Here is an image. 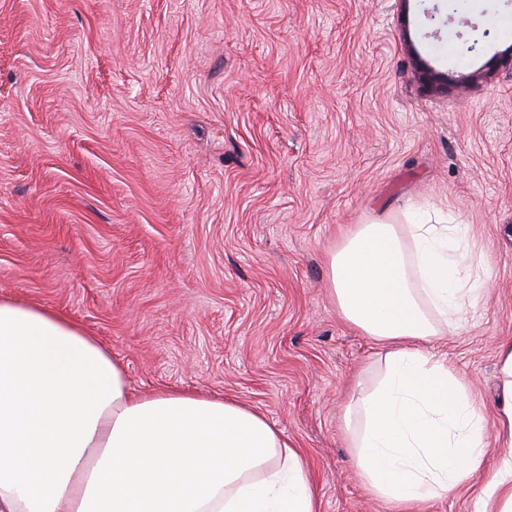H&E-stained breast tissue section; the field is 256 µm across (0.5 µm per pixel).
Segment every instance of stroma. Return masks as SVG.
<instances>
[{
	"mask_svg": "<svg viewBox=\"0 0 512 512\" xmlns=\"http://www.w3.org/2000/svg\"><path fill=\"white\" fill-rule=\"evenodd\" d=\"M437 8L429 23L424 8ZM0 0V297L69 316L138 389L221 396L302 452L320 512L359 477L384 350L328 292L376 217L463 225L487 282L425 343L495 431L512 341V0ZM489 24L460 53L467 22ZM473 74L424 87L415 63Z\"/></svg>",
	"mask_w": 512,
	"mask_h": 512,
	"instance_id": "1",
	"label": "stroma"
}]
</instances>
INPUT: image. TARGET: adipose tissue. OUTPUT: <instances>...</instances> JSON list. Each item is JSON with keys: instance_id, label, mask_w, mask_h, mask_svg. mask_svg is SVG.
Here are the masks:
<instances>
[{"instance_id": "adipose-tissue-1", "label": "adipose tissue", "mask_w": 512, "mask_h": 512, "mask_svg": "<svg viewBox=\"0 0 512 512\" xmlns=\"http://www.w3.org/2000/svg\"><path fill=\"white\" fill-rule=\"evenodd\" d=\"M462 225L375 218L329 259L343 318L385 347L386 373L357 399L356 467L410 505L486 472L481 512H512V344L501 345L507 449L485 471L486 423L464 379L422 350L452 334L486 286ZM306 463L235 402L178 389L132 392L79 323L0 298V512H318Z\"/></svg>"}]
</instances>
